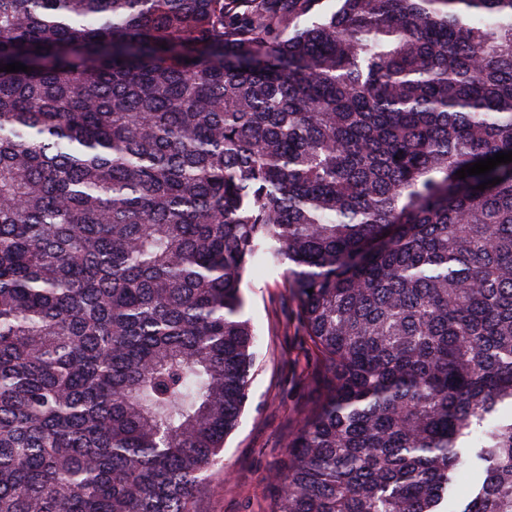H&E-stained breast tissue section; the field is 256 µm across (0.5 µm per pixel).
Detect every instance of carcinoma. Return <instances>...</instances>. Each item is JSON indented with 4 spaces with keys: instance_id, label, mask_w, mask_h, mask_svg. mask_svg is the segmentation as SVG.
Instances as JSON below:
<instances>
[{
    "instance_id": "obj_1",
    "label": "carcinoma",
    "mask_w": 512,
    "mask_h": 512,
    "mask_svg": "<svg viewBox=\"0 0 512 512\" xmlns=\"http://www.w3.org/2000/svg\"><path fill=\"white\" fill-rule=\"evenodd\" d=\"M339 2L0 0V512H197L257 261L321 390L265 512H512V0Z\"/></svg>"
}]
</instances>
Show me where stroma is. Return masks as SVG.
Here are the masks:
<instances>
[{"label": "stroma", "mask_w": 512, "mask_h": 512, "mask_svg": "<svg viewBox=\"0 0 512 512\" xmlns=\"http://www.w3.org/2000/svg\"><path fill=\"white\" fill-rule=\"evenodd\" d=\"M242 290L244 316L259 335L250 403L224 447L225 471L214 472L199 496L198 512H264L269 474L288 434L320 390L311 344L296 322L297 302L284 270L255 263Z\"/></svg>", "instance_id": "35a3bbf8"}]
</instances>
